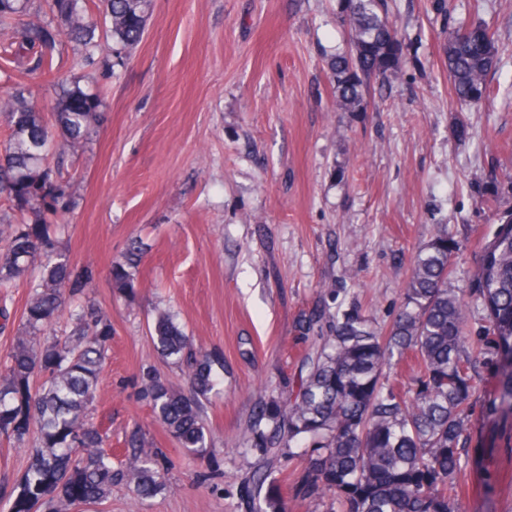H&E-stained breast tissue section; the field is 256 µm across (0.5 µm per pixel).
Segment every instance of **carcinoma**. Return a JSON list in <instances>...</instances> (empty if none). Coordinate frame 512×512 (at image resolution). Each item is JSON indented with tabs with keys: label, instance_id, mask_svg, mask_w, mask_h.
<instances>
[{
	"label": "carcinoma",
	"instance_id": "cac0c4a2",
	"mask_svg": "<svg viewBox=\"0 0 512 512\" xmlns=\"http://www.w3.org/2000/svg\"><path fill=\"white\" fill-rule=\"evenodd\" d=\"M348 51L328 63L336 108L364 112V84L385 81L400 63V47L384 0H345ZM0 0V27L15 29L0 48L7 62L26 55L30 75H47L59 88L51 116L17 85L0 100V294L22 281L30 292L20 326L0 356V437L24 450V473L9 495L7 512H67L100 505L125 482L147 500L164 489L158 449L132 433L125 462L116 469L105 451L106 433L90 423V406L112 341V319L99 306L78 301L92 287L91 267L72 264L63 245L65 217L80 205L62 177L69 151L89 143L105 118L102 100L54 66L64 43L72 67L96 66L106 75L142 42L151 0ZM29 20L16 26L21 17ZM499 49L486 24H461L448 39L445 66L461 101L490 95L488 75ZM145 244L132 241L112 261V287L133 291ZM459 242L441 231L415 255L403 300L387 331L358 309L329 321L326 334L302 360L297 390L265 403L248 428L251 447L266 457L253 472L249 496L256 512H287L268 481L285 450L304 448L300 489L327 497L329 512H460V475L467 462L472 403L493 416H512V223L497 224L477 245V266L464 288L451 280ZM483 332L469 335L474 313ZM59 336L48 332L63 314ZM152 341L165 359L185 366L188 391L149 375L140 395L155 421L191 455H203L209 431L204 402L218 385L222 360L193 345L168 310L154 318ZM412 361L414 385L405 390L388 371ZM490 365L496 386L483 394L480 367ZM267 421L271 429H261Z\"/></svg>",
	"mask_w": 512,
	"mask_h": 512
}]
</instances>
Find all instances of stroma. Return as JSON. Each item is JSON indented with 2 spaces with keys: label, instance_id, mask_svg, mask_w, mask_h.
<instances>
[{
  "label": "stroma",
  "instance_id": "obj_1",
  "mask_svg": "<svg viewBox=\"0 0 512 512\" xmlns=\"http://www.w3.org/2000/svg\"><path fill=\"white\" fill-rule=\"evenodd\" d=\"M386 8L402 64L367 81L363 112L333 104L327 61L348 43L339 0H152L125 65L84 70L106 120L64 167L81 196L65 244L95 270L89 296L112 317L92 417L117 463L140 429L163 454L165 488L141 503L120 482L110 501L75 512H250L247 479L263 459L244 432L298 387L314 343L304 319L356 306L389 327L416 252L443 230L465 243L453 277L466 286L475 238L512 211V0ZM462 21L489 24L499 45L479 107L451 94L445 67ZM135 237L146 254L129 293L108 271ZM160 308L224 356L202 457L137 396L146 373L188 387L151 340ZM470 432L461 512H512V418L477 403ZM304 466L285 456L275 469L288 512H328L298 494Z\"/></svg>",
  "mask_w": 512,
  "mask_h": 512
}]
</instances>
